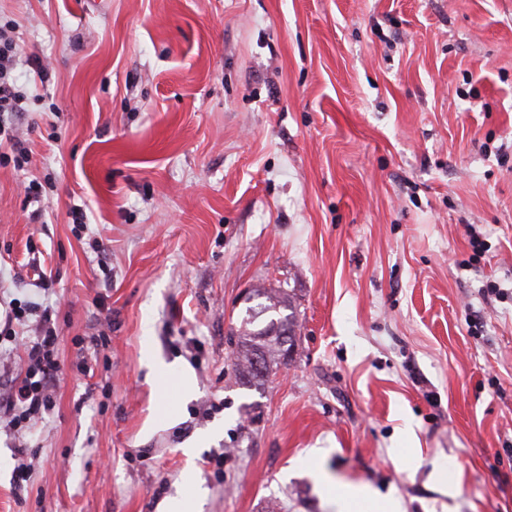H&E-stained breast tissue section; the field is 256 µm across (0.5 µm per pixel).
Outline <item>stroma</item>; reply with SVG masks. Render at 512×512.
Segmentation results:
<instances>
[{
    "label": "stroma",
    "instance_id": "35a3bbf8",
    "mask_svg": "<svg viewBox=\"0 0 512 512\" xmlns=\"http://www.w3.org/2000/svg\"><path fill=\"white\" fill-rule=\"evenodd\" d=\"M0 24L32 150L0 166V303L20 335L52 307L64 367L50 412L0 430V512H159L197 484L202 512H338L323 475L512 512V0H0ZM258 282L300 327L248 389ZM251 285L245 289L241 300L252 302L239 316V326L234 332L237 340L234 346L236 360V383L246 388L263 386L271 374L282 366V338L296 331L298 312L293 297L284 288L267 287L264 284ZM255 290V293H254ZM288 323V325H283ZM279 324L280 336H271L273 327ZM260 349H266L268 359L263 362L265 373L253 371V356Z\"/></svg>",
    "mask_w": 512,
    "mask_h": 512
}]
</instances>
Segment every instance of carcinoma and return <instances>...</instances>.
<instances>
[{
  "instance_id": "carcinoma-1",
  "label": "carcinoma",
  "mask_w": 512,
  "mask_h": 512,
  "mask_svg": "<svg viewBox=\"0 0 512 512\" xmlns=\"http://www.w3.org/2000/svg\"><path fill=\"white\" fill-rule=\"evenodd\" d=\"M288 324L296 329L298 312L293 297L284 288L257 285L254 304L245 307L239 316V326L234 332L236 342V383L240 386L258 388L282 366V340L270 335L277 324ZM260 349L267 351L263 362L264 372L253 371V356Z\"/></svg>"
}]
</instances>
